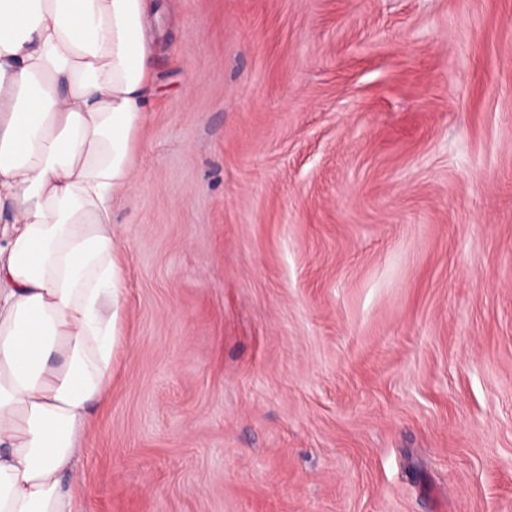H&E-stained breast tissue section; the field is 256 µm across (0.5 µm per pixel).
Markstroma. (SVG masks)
Listing matches in <instances>:
<instances>
[{
	"label": "stroma",
	"instance_id": "obj_1",
	"mask_svg": "<svg viewBox=\"0 0 512 512\" xmlns=\"http://www.w3.org/2000/svg\"><path fill=\"white\" fill-rule=\"evenodd\" d=\"M76 512H512V0H158Z\"/></svg>",
	"mask_w": 512,
	"mask_h": 512
}]
</instances>
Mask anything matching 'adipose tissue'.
<instances>
[{"label":"adipose tissue","mask_w":512,"mask_h":512,"mask_svg":"<svg viewBox=\"0 0 512 512\" xmlns=\"http://www.w3.org/2000/svg\"><path fill=\"white\" fill-rule=\"evenodd\" d=\"M155 0H0V512L65 489L121 334L113 205L154 91Z\"/></svg>","instance_id":"ef3b65f1"}]
</instances>
